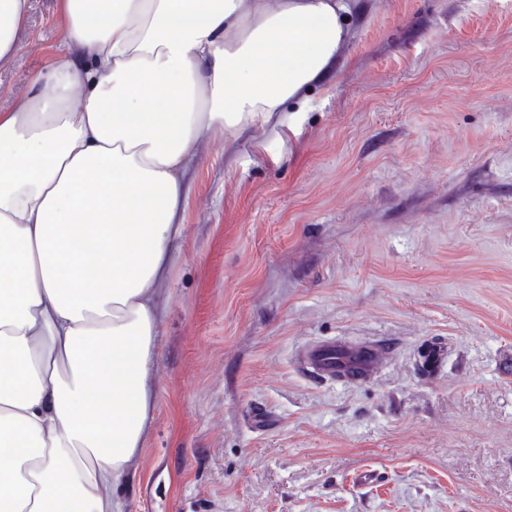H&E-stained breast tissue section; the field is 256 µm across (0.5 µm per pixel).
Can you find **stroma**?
<instances>
[{"mask_svg":"<svg viewBox=\"0 0 512 512\" xmlns=\"http://www.w3.org/2000/svg\"><path fill=\"white\" fill-rule=\"evenodd\" d=\"M57 26L32 0L1 110ZM347 28L303 111L186 176L123 512H512V0H353ZM336 339L390 362L298 364ZM387 359L388 352L376 342L354 344L336 340L310 348L304 363L307 371L327 379H336V373L351 371L361 378H371Z\"/></svg>","mask_w":512,"mask_h":512,"instance_id":"obj_1","label":"stroma"}]
</instances>
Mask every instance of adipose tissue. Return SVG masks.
<instances>
[{
	"label": "adipose tissue",
	"instance_id": "ef3b65f1",
	"mask_svg": "<svg viewBox=\"0 0 512 512\" xmlns=\"http://www.w3.org/2000/svg\"><path fill=\"white\" fill-rule=\"evenodd\" d=\"M31 0H0V62ZM58 56L0 110V512H121L200 146L278 124L348 0H57Z\"/></svg>",
	"mask_w": 512,
	"mask_h": 512
}]
</instances>
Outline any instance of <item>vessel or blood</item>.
Here are the masks:
<instances>
[{"instance_id":"b4317fda","label":"vessel or blood","mask_w":512,"mask_h":512,"mask_svg":"<svg viewBox=\"0 0 512 512\" xmlns=\"http://www.w3.org/2000/svg\"><path fill=\"white\" fill-rule=\"evenodd\" d=\"M387 359L386 349L378 343L354 344L338 340L310 348L306 354L305 368L327 379L351 371L370 378L380 371Z\"/></svg>"}]
</instances>
